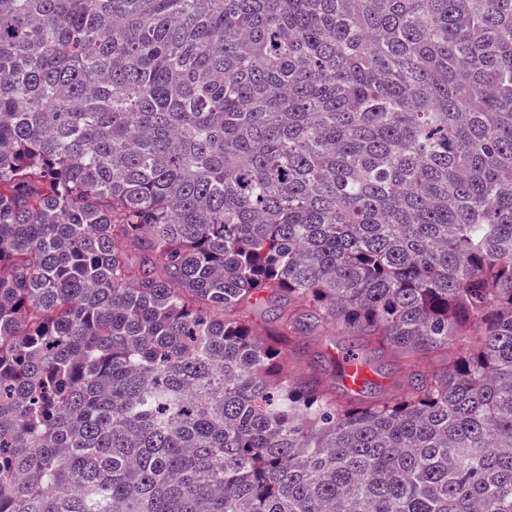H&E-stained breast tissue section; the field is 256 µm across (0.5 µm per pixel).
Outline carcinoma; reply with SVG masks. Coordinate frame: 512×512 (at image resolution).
<instances>
[{"instance_id": "cac0c4a2", "label": "carcinoma", "mask_w": 512, "mask_h": 512, "mask_svg": "<svg viewBox=\"0 0 512 512\" xmlns=\"http://www.w3.org/2000/svg\"><path fill=\"white\" fill-rule=\"evenodd\" d=\"M0 512H512V0H0ZM278 303L275 298L271 297V293H267L261 304L255 305L246 310L248 320L252 327L262 336L274 329L273 310ZM294 342L307 347L306 354L296 356L289 353L292 370L299 374L316 375L321 378L330 391L336 393L340 400L347 401L352 397L363 400L378 398H400L410 390L411 376L423 361L416 355L396 351L379 343H364L358 351L367 370L365 385L360 395H355L345 386L343 353L352 345L353 337L348 336L341 328L334 325L319 328L315 333L297 336ZM362 365L353 363L347 370V384L355 389L361 383L365 370Z\"/></svg>"}]
</instances>
